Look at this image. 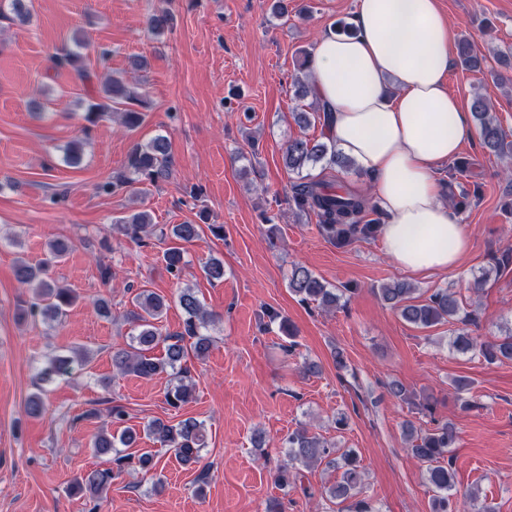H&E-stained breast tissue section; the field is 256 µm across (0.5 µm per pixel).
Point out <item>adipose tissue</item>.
<instances>
[{"label":"adipose tissue","instance_id":"1","mask_svg":"<svg viewBox=\"0 0 512 512\" xmlns=\"http://www.w3.org/2000/svg\"><path fill=\"white\" fill-rule=\"evenodd\" d=\"M354 34L322 33L311 54L314 98L337 151L370 179L398 267L456 269L469 250L439 168L471 134L468 105L448 90V20L438 0H358Z\"/></svg>","mask_w":512,"mask_h":512}]
</instances>
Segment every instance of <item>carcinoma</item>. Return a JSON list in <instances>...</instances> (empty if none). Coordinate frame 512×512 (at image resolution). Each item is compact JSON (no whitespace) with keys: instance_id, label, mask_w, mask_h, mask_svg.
Segmentation results:
<instances>
[{"instance_id":"obj_1","label":"carcinoma","mask_w":512,"mask_h":512,"mask_svg":"<svg viewBox=\"0 0 512 512\" xmlns=\"http://www.w3.org/2000/svg\"><path fill=\"white\" fill-rule=\"evenodd\" d=\"M31 15L30 0H0V18L26 22ZM173 22L172 9L161 7L145 17L144 25L148 33L159 38L173 27ZM73 43L74 48L63 47L50 56V61L57 69L73 72L75 78L86 85L92 82V73L81 53L86 46V38L78 34L73 37ZM459 58L468 69L480 66L473 39L465 38L459 43ZM308 61L309 54L306 53L299 64L303 76L294 79V95L300 99L311 95ZM149 109L150 102L144 95L134 91L126 79L112 74L104 78L97 95L86 101L84 120L95 126L116 113L122 117L127 128L135 129L144 122ZM471 111L484 147L499 156L511 154L512 141L507 140L505 131L483 95L473 96ZM293 118L302 127L313 122L321 124L320 138H293L288 141L283 154L285 168L298 179L292 195L296 210L314 214L322 232L338 246H345L355 238L376 237L380 225L368 220L369 214L376 212V208L368 203V198L349 191L340 193L333 184L323 179L314 180L305 174V171L322 163L343 169L355 165L354 160L337 154L335 145L329 142L326 134L328 116L316 105L310 112H294ZM170 163V144L165 136L157 135L144 143L135 142L129 150L123 173L99 184L97 190L105 194L125 193L137 199L145 193L141 186L154 185L170 175ZM114 228L127 239L140 244L157 232L150 214L145 211L119 218ZM203 228L198 223L185 222L170 224L168 231H160L161 237L170 240V245L162 252L163 265L170 275L177 277L181 274L188 263L184 244L199 238ZM69 250L67 242L52 240L47 245L45 258L38 263L32 264L23 258L17 260L15 279L32 289V297L22 308L21 318L27 320L39 316L43 321L52 323L65 315L75 303L77 296L74 292L59 285L53 276L54 268ZM288 288L301 303H313L328 309L338 306L347 292L345 288L326 287L311 270L300 264L293 266L288 277ZM379 292L383 301L396 309L404 321L418 328L428 329L442 322L461 324L450 342L456 351L472 353L490 364L512 360V333L494 340H482L471 335L468 326L478 323V313L473 309L467 310L451 290L438 288L421 300L411 284L394 281L383 285ZM177 300L184 313L183 331L170 333L160 327V320L169 307L166 297L147 289L135 293L132 298L134 309L127 313L133 333L129 336L127 347L112 351L113 373L144 379L166 378L164 397L174 408L192 398V388L186 382L187 369L183 366L188 347L185 339H192L191 347L196 357H205L211 345L208 329L214 322L213 315L204 310L192 289L181 290ZM160 345L163 346L164 355L157 357L153 351ZM88 361L87 352L75 348L71 357L49 358L39 374L49 381L55 376L69 375L73 364L83 365ZM46 410L47 392L40 388L27 399L26 411L38 417ZM204 432V423L192 417L172 425L154 420L140 431L126 427L117 435L102 431L92 441L93 452L97 456L112 455L115 468L89 470L76 477L70 489L94 497L100 495L127 465L134 463L146 474L153 470L155 463L152 454L143 453L134 458L122 453V449L135 445L141 433L160 446L174 450L176 458L182 463L197 462L205 445ZM405 436L408 452L426 466V480L433 492L431 512H460L458 497L453 493L452 458L448 457L450 449L456 447L458 442L455 426L449 422L438 423L431 429L421 431L408 424ZM284 447L287 448L288 463L281 466L275 475V482L279 486L286 489L297 485L300 468H309L325 460L327 465L337 464L342 469L340 481L325 488L329 500L344 505L346 512H372L369 503L357 498L363 468L354 451H344L339 461L329 458L327 442L305 426L288 434Z\"/></svg>"}]
</instances>
